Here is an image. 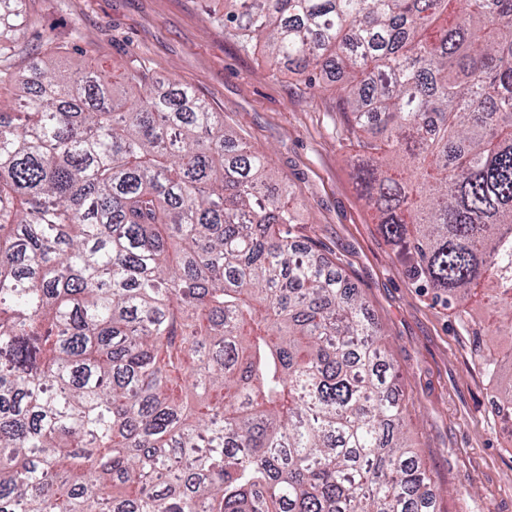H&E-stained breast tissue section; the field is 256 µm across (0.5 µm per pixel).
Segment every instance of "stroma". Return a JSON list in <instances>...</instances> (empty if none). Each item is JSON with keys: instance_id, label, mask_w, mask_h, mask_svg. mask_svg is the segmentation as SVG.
<instances>
[{"instance_id": "35a3bbf8", "label": "stroma", "mask_w": 512, "mask_h": 512, "mask_svg": "<svg viewBox=\"0 0 512 512\" xmlns=\"http://www.w3.org/2000/svg\"><path fill=\"white\" fill-rule=\"evenodd\" d=\"M24 10L14 70L42 48L64 67L145 69L159 87L191 86L241 141L269 155L301 239L335 258L386 332L409 441L448 490L439 512H512V424L493 413L494 384L477 356L507 341L474 336L493 320L482 304H469L472 320L461 324L409 278L356 190V149L341 132L335 93L311 90L260 49L243 50L224 29V0H25Z\"/></svg>"}]
</instances>
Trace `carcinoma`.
Segmentation results:
<instances>
[{
	"instance_id": "1",
	"label": "carcinoma",
	"mask_w": 512,
	"mask_h": 512,
	"mask_svg": "<svg viewBox=\"0 0 512 512\" xmlns=\"http://www.w3.org/2000/svg\"><path fill=\"white\" fill-rule=\"evenodd\" d=\"M0 0V512H437L379 323L189 88L52 53ZM336 80L357 188L433 300L512 339V0H225ZM512 421V343L480 356Z\"/></svg>"
}]
</instances>
